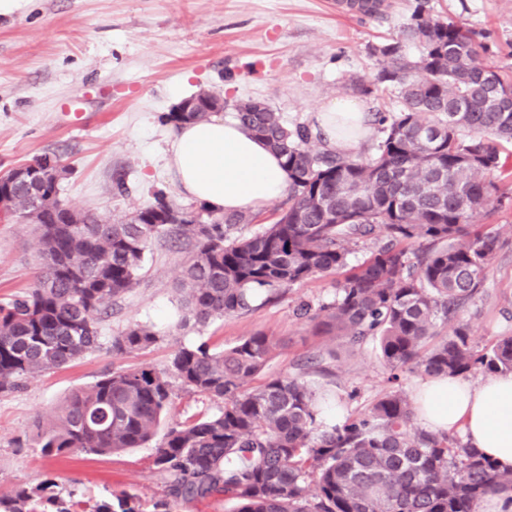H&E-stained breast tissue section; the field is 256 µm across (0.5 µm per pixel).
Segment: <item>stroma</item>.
Instances as JSON below:
<instances>
[{
    "mask_svg": "<svg viewBox=\"0 0 512 512\" xmlns=\"http://www.w3.org/2000/svg\"><path fill=\"white\" fill-rule=\"evenodd\" d=\"M416 0H382L377 14L339 11L336 0H15L0 14V173L57 156L70 172L60 198L69 207L121 218L149 205L157 191L188 204L165 154L175 131L164 120L184 99L207 90L225 116L244 99L280 112L288 125L339 97L359 95L378 70L372 46L399 36ZM433 14L490 33L500 65L512 66V0H428ZM122 177L124 191L113 188ZM35 225L0 221V301L32 286L38 270ZM188 249L153 241L134 288L113 303L100 345L68 366L42 373L0 395V493L50 479L61 496L94 501L126 490L152 503L162 493L155 443L112 456L48 458L32 435L73 390L107 372L165 369L177 345H233L257 331L277 347L265 371L293 372L320 354L328 374L308 376L318 394L358 396L362 410L389 391L375 346L349 350L342 337L313 335L296 315L300 302L334 300L338 275L314 276L252 311L184 328L178 276ZM479 346L512 336V245L493 259L483 291L462 314ZM155 326L163 341L116 356L113 336L129 324ZM220 400L175 388L166 423L194 420Z\"/></svg>",
    "mask_w": 512,
    "mask_h": 512,
    "instance_id": "35a3bbf8",
    "label": "stroma"
}]
</instances>
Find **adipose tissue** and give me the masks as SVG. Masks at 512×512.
I'll use <instances>...</instances> for the list:
<instances>
[{
	"instance_id": "1",
	"label": "adipose tissue",
	"mask_w": 512,
	"mask_h": 512,
	"mask_svg": "<svg viewBox=\"0 0 512 512\" xmlns=\"http://www.w3.org/2000/svg\"><path fill=\"white\" fill-rule=\"evenodd\" d=\"M312 119L340 152L355 151L371 134L358 99H336ZM167 167L187 196L218 213L252 209L288 190L280 157L239 122L219 116L180 125L167 150ZM415 408L427 430L463 432L471 446L512 467V372L478 385L451 377L423 382Z\"/></svg>"
}]
</instances>
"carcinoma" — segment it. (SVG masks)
<instances>
[{
    "instance_id": "cac0c4a2",
    "label": "carcinoma",
    "mask_w": 512,
    "mask_h": 512,
    "mask_svg": "<svg viewBox=\"0 0 512 512\" xmlns=\"http://www.w3.org/2000/svg\"><path fill=\"white\" fill-rule=\"evenodd\" d=\"M486 39L419 0L399 38L373 48L380 67L358 86L367 96L382 87L399 94L398 110L375 113L380 139L368 155L316 148L308 126L290 127L253 99L236 103L234 117L284 160L289 179L280 218L251 236L231 233L246 214L178 205L161 191L120 220L71 209L59 199L66 167L57 180L31 176L57 161L47 154L4 176L3 220L37 225L42 267L30 290L0 302V393L98 347L104 315L134 287L159 239L192 246L178 283L183 325L246 314L260 296L343 272L332 303H302L297 315L352 348L377 341L389 382L406 370L429 378L512 372V336L479 349L461 318L506 244L484 221L512 202L495 176L498 145L512 144V69L481 61ZM408 43L421 48L415 60L404 55ZM190 99L198 111L167 120L209 117L211 93ZM367 241L376 249L348 267ZM449 324L452 334H441ZM161 340L152 326L130 324L112 337V353ZM276 346L264 331L219 351L180 345L166 369L104 374L37 424L34 443L47 457L107 456L155 437L175 380L222 400L214 414L168 426L154 460L164 495L152 510L125 490L91 505L67 500L45 480L0 493V512H181L206 498L231 500L236 512H479L488 490L512 483V471L450 435L412 428L400 388L325 423L304 379L320 365L315 354L296 373L251 386Z\"/></svg>"
}]
</instances>
